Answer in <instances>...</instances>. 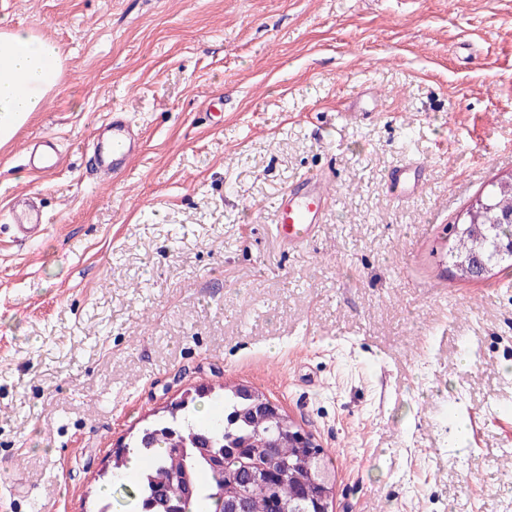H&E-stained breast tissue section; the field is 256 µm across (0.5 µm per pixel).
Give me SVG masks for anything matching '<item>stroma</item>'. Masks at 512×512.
I'll return each mask as SVG.
<instances>
[{"label":"stroma","mask_w":512,"mask_h":512,"mask_svg":"<svg viewBox=\"0 0 512 512\" xmlns=\"http://www.w3.org/2000/svg\"><path fill=\"white\" fill-rule=\"evenodd\" d=\"M5 24L66 61L0 146V512H131L101 478L114 448L218 384L314 436L329 512H512V268L470 282L438 252L512 172V0H0ZM366 89L384 110L345 117ZM117 109L143 147L96 182ZM48 134L62 163L37 177ZM413 158L428 187L392 199ZM328 168L317 237L283 251L278 196ZM22 193L46 220L30 244ZM26 167L42 177L52 175L61 164L57 138L47 136L31 144L26 151ZM17 201L18 199L12 200L8 212L15 223L18 238L24 241L33 239L36 234L43 230L42 226L44 224H41V213L34 207L19 211L16 205Z\"/></svg>","instance_id":"obj_1"}]
</instances>
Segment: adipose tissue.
<instances>
[{
	"label": "adipose tissue",
	"mask_w": 512,
	"mask_h": 512,
	"mask_svg": "<svg viewBox=\"0 0 512 512\" xmlns=\"http://www.w3.org/2000/svg\"><path fill=\"white\" fill-rule=\"evenodd\" d=\"M60 46L26 28H0V144L8 143L58 87Z\"/></svg>",
	"instance_id": "1"
}]
</instances>
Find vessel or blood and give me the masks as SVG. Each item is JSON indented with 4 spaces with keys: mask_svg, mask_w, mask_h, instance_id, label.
<instances>
[{
    "mask_svg": "<svg viewBox=\"0 0 512 512\" xmlns=\"http://www.w3.org/2000/svg\"><path fill=\"white\" fill-rule=\"evenodd\" d=\"M107 135L98 139L92 155L90 171L98 179L117 178L126 170L140 148L138 132L122 110L113 111L103 125ZM27 167L43 177L52 175L61 164L57 139L47 136L31 144L26 151ZM432 173L430 165L414 161L392 170L387 178V191L394 197H409L420 191ZM334 180L330 171L303 177L279 196L275 211V230L286 248L294 249L312 239L323 221L330 198L328 186ZM8 212L21 240H30L42 230V216L35 208Z\"/></svg>",
    "mask_w": 512,
    "mask_h": 512,
    "instance_id": "vessel-or-blood-1",
    "label": "vessel or blood"
}]
</instances>
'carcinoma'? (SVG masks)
<instances>
[{
    "mask_svg": "<svg viewBox=\"0 0 512 512\" xmlns=\"http://www.w3.org/2000/svg\"><path fill=\"white\" fill-rule=\"evenodd\" d=\"M484 208L474 219L462 220L448 228V252L452 260L468 258L476 251H491L497 238L512 235V182L493 179L490 188L480 193ZM220 401L219 414L210 422L195 418L199 407ZM250 401L236 387L212 386L194 389L188 401L173 402L167 414L145 426L132 445L115 455L111 480L123 493L135 512H149L157 494L182 506L183 512H224L225 502L247 491L246 512H271L270 499L283 503L294 501L300 482L309 485V496L301 502L305 512H316L322 489L316 484V462L307 461L302 448L288 446V436L277 420L256 421L248 414ZM205 437L209 447L217 450L234 439L256 450L258 461L265 465L292 462L299 468L283 473L275 488L252 481L248 474L231 475L214 470L202 452L192 443ZM275 443L273 456L266 445ZM141 465L130 482H124L131 460Z\"/></svg>",
    "mask_w": 512,
    "mask_h": 512,
    "instance_id": "cac0c4a2",
    "label": "carcinoma"
}]
</instances>
